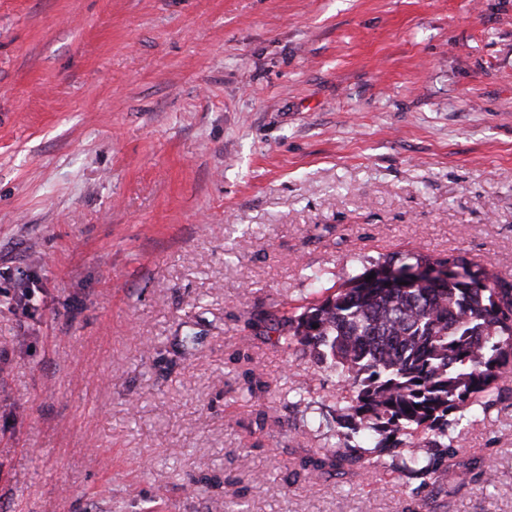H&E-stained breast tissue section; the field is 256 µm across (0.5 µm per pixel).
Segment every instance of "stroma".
Returning <instances> with one entry per match:
<instances>
[{
	"instance_id": "obj_1",
	"label": "stroma",
	"mask_w": 512,
	"mask_h": 512,
	"mask_svg": "<svg viewBox=\"0 0 512 512\" xmlns=\"http://www.w3.org/2000/svg\"><path fill=\"white\" fill-rule=\"evenodd\" d=\"M419 253L512 282V0H0V512H512V381L440 488L299 466L271 320Z\"/></svg>"
}]
</instances>
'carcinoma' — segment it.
<instances>
[{
	"label": "carcinoma",
	"mask_w": 512,
	"mask_h": 512,
	"mask_svg": "<svg viewBox=\"0 0 512 512\" xmlns=\"http://www.w3.org/2000/svg\"><path fill=\"white\" fill-rule=\"evenodd\" d=\"M436 266L451 268L441 287L412 280L411 271ZM396 271L405 285L379 288L362 273L274 324L283 350L336 372L341 393L331 397L359 439L302 460L316 479L363 460L375 441L401 454L400 470L419 487L443 483L451 421L489 406L512 377L511 282L464 257L420 256Z\"/></svg>",
	"instance_id": "carcinoma-1"
}]
</instances>
